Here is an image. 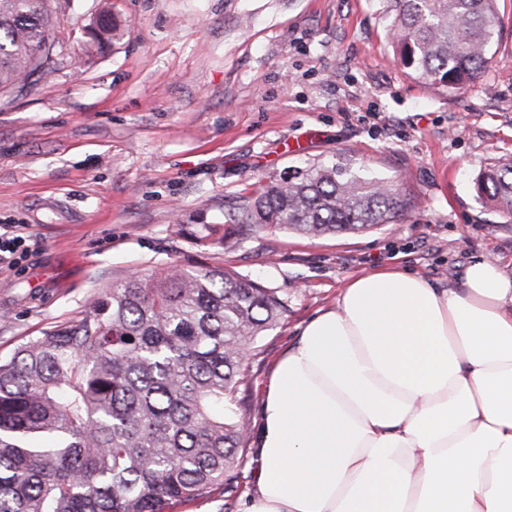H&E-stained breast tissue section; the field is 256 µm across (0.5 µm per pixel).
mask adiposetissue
<instances>
[{
    "mask_svg": "<svg viewBox=\"0 0 512 512\" xmlns=\"http://www.w3.org/2000/svg\"><path fill=\"white\" fill-rule=\"evenodd\" d=\"M342 288L275 364L242 512H512V275Z\"/></svg>",
    "mask_w": 512,
    "mask_h": 512,
    "instance_id": "1",
    "label": "adipose tissue"
}]
</instances>
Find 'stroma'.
Here are the masks:
<instances>
[{"instance_id":"obj_1","label":"stroma","mask_w":512,"mask_h":512,"mask_svg":"<svg viewBox=\"0 0 512 512\" xmlns=\"http://www.w3.org/2000/svg\"><path fill=\"white\" fill-rule=\"evenodd\" d=\"M497 7L483 76L448 90L400 65L375 0H56L54 73L0 97V225L31 240L0 264V356L129 273L219 265L287 306L250 360L253 435L275 362L348 280L397 265L456 288L480 257L512 275V220L474 188L512 156V0ZM104 13L110 30L87 35ZM334 160L392 181L411 207L361 233L270 230L227 250L177 232ZM253 472L167 512H240Z\"/></svg>"}]
</instances>
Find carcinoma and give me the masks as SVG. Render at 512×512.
<instances>
[{
  "label": "carcinoma",
  "mask_w": 512,
  "mask_h": 512,
  "mask_svg": "<svg viewBox=\"0 0 512 512\" xmlns=\"http://www.w3.org/2000/svg\"><path fill=\"white\" fill-rule=\"evenodd\" d=\"M407 69L451 89L490 62L496 0H377ZM51 0H0V94L55 70ZM479 196L512 219V158ZM399 188L340 162L309 163L187 231L222 249L259 230L316 238L390 224ZM286 307L222 266L132 274L81 316L0 358V512H165L233 488L248 428L249 360Z\"/></svg>",
  "instance_id": "1"
}]
</instances>
